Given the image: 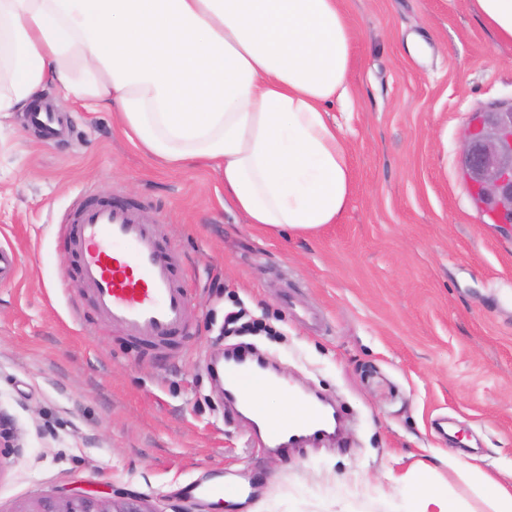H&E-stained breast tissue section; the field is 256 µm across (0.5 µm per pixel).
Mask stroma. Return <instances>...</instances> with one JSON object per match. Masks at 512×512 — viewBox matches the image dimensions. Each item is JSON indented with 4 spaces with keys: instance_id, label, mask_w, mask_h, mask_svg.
<instances>
[{
    "instance_id": "35a3bbf8",
    "label": "stroma",
    "mask_w": 512,
    "mask_h": 512,
    "mask_svg": "<svg viewBox=\"0 0 512 512\" xmlns=\"http://www.w3.org/2000/svg\"><path fill=\"white\" fill-rule=\"evenodd\" d=\"M352 101L342 125L352 199L335 224L285 238L249 223L201 167L170 170L54 88L68 125L46 142L28 113L0 119V512L81 491H134L170 512L193 480L223 487L201 512H402L386 472L436 464L462 512H490L441 458L512 478V232L473 202L460 165L476 112L512 105V42L475 0H345ZM113 195L178 250L187 335L147 349L105 323L72 274L59 219L82 192ZM238 308L260 323L225 332ZM237 348L329 398L332 441L267 449L208 368Z\"/></svg>"
}]
</instances>
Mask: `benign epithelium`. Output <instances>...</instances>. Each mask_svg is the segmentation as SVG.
<instances>
[{
    "label": "benign epithelium",
    "instance_id": "7a95c632",
    "mask_svg": "<svg viewBox=\"0 0 512 512\" xmlns=\"http://www.w3.org/2000/svg\"><path fill=\"white\" fill-rule=\"evenodd\" d=\"M462 164L477 199L497 208L501 223L512 227V105L492 116L475 114L463 135ZM22 512H155L135 494L118 498L72 492L34 501Z\"/></svg>",
    "mask_w": 512,
    "mask_h": 512
}]
</instances>
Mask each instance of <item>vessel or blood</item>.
<instances>
[{"mask_svg": "<svg viewBox=\"0 0 512 512\" xmlns=\"http://www.w3.org/2000/svg\"><path fill=\"white\" fill-rule=\"evenodd\" d=\"M62 229L78 261L79 276L103 318L148 346L185 334L191 309L179 275V253L164 243L159 225L118 199L74 201ZM266 375L236 364L224 374L229 393L265 382ZM335 412L317 410L308 421L272 427L267 439L285 448L325 434Z\"/></svg>", "mask_w": 512, "mask_h": 512, "instance_id": "vessel-or-blood-1", "label": "vessel or blood"}]
</instances>
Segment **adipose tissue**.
<instances>
[{"instance_id":"obj_1","label":"adipose tissue","mask_w":512,"mask_h":512,"mask_svg":"<svg viewBox=\"0 0 512 512\" xmlns=\"http://www.w3.org/2000/svg\"><path fill=\"white\" fill-rule=\"evenodd\" d=\"M342 0H0V117L46 87L115 113L148 158L224 177L249 223L300 236L339 221L353 193L345 134L327 107L351 98ZM259 428L304 419L278 378L246 394ZM449 469L491 512L512 487L474 463ZM409 512H458L417 464L393 477Z\"/></svg>"}]
</instances>
